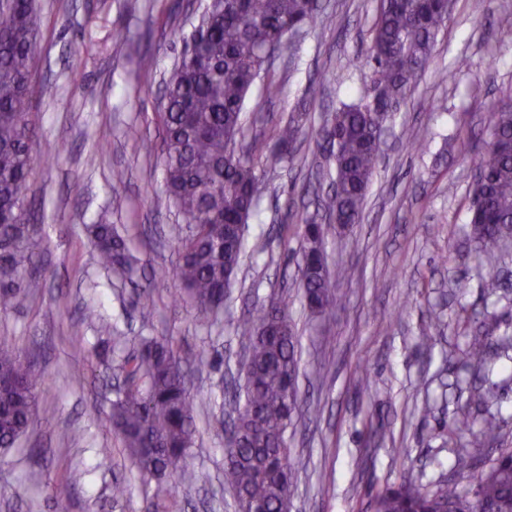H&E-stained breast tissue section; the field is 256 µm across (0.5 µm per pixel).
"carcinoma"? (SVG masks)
<instances>
[{"label":"carcinoma","instance_id":"carcinoma-1","mask_svg":"<svg viewBox=\"0 0 512 512\" xmlns=\"http://www.w3.org/2000/svg\"><path fill=\"white\" fill-rule=\"evenodd\" d=\"M318 0H208L190 39L165 82L160 146L165 194L190 234L178 243L180 263L162 277L179 282L195 320L218 323L237 273L243 235L258 200V164L276 168L293 157L308 120L292 111L272 144L247 137L244 103L257 76L269 75L263 48H282L314 24ZM448 19V0H380L368 48L374 63L372 95L345 104L323 128L334 162L336 192L322 208L341 227L358 224L374 173L386 113L393 111L433 59L437 36ZM38 0H0V314L28 299L37 284L30 278L39 257L37 226L31 223L29 176L32 145V75L37 68ZM488 139L474 158L475 175L466 233L478 258L491 261L512 250V96L487 113ZM87 233L98 264L131 276L138 259L118 226L90 224ZM326 228L306 223L298 253L302 299L314 315L342 304L324 249ZM472 336L463 365L483 371L498 329L485 315ZM237 332L248 346L240 363L238 396L224 438V484L232 488L236 512H283L296 482L287 442L288 428L302 405L298 340L288 314V293L270 296L241 320ZM37 354L0 343V448H12L27 433L49 383L36 369ZM207 361L203 352L182 353L171 336L144 341L118 366L122 386L112 400L110 424L150 497L153 512L179 486L204 475L191 468L188 450L195 435L200 401L188 371ZM497 424L482 421L480 444L490 446ZM473 443L456 448L453 470L466 474L469 488L454 483L424 488L410 479L387 486L372 498L373 512H512V449L478 470ZM55 512H69L66 491L49 486Z\"/></svg>","mask_w":512,"mask_h":512}]
</instances>
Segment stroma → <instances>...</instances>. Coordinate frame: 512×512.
<instances>
[{
  "instance_id": "obj_1",
  "label": "stroma",
  "mask_w": 512,
  "mask_h": 512,
  "mask_svg": "<svg viewBox=\"0 0 512 512\" xmlns=\"http://www.w3.org/2000/svg\"><path fill=\"white\" fill-rule=\"evenodd\" d=\"M205 0H40L35 76L37 159L30 175L41 259L32 296L0 316V337L36 348L50 382L38 418L18 447L0 449V512H53L50 483L66 485L71 512H147L140 481L108 422L113 368L133 340L174 337L208 362L193 380L204 396L189 463L205 483L179 488L178 512H235L224 484V418L233 400L230 373L247 345L236 321L281 288L297 290L299 227L317 214L315 192H327L316 163L323 127L340 103L369 95L373 69L366 49L380 0H323L325 11L289 47L281 94L263 103L253 90L244 111L251 132L271 137L283 115L308 100L310 116L297 156L284 168L259 167L258 210L244 232L237 281L223 323H195L177 300V282H156L154 306H134L133 286L177 261L181 220L164 196L160 154L145 155L140 138L160 141L157 114L165 81ZM512 0H454L434 58L386 121L382 159L360 223L328 226L331 268L345 303L311 317L300 300L288 308L299 338L304 404L288 430L298 468L291 512H367L379 489L413 478L435 488L468 481L452 469L447 428L462 413L495 417L497 440L475 449L494 459L512 448V349L491 354L480 376L462 352L484 314L496 315L512 338V255L477 263L465 237L473 157L486 134L483 116L512 94V30L499 26ZM133 42L113 44V27ZM152 68L143 71L142 57ZM469 65L454 82L440 72L457 57ZM428 147L411 148L415 137ZM96 155L95 166L86 159ZM81 184L80 197L68 188ZM124 225L140 259L132 279L98 265L83 227L99 216ZM470 287L458 293L456 279ZM96 310L80 335L69 325L85 305ZM368 373L369 389L356 385ZM80 381H73V374ZM494 387V400H471L474 384ZM43 456H33V449ZM112 451L102 463L100 449Z\"/></svg>"
}]
</instances>
